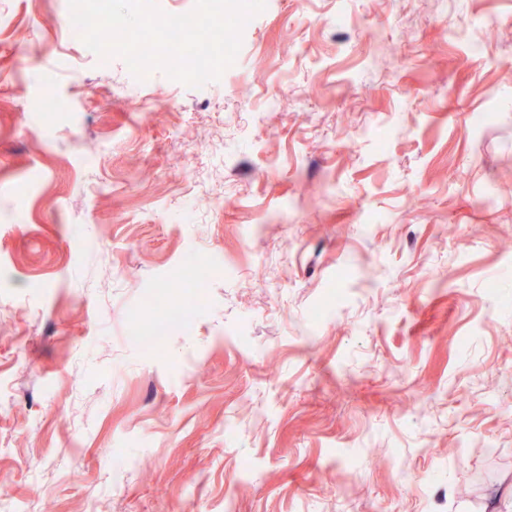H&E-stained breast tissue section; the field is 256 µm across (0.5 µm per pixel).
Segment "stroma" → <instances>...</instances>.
<instances>
[{
  "mask_svg": "<svg viewBox=\"0 0 512 512\" xmlns=\"http://www.w3.org/2000/svg\"><path fill=\"white\" fill-rule=\"evenodd\" d=\"M68 10L0 0V512H512V0H266L203 88Z\"/></svg>",
  "mask_w": 512,
  "mask_h": 512,
  "instance_id": "35a3bbf8",
  "label": "stroma"
}]
</instances>
